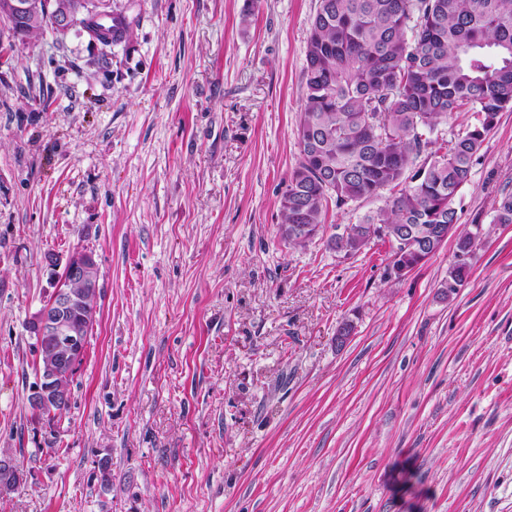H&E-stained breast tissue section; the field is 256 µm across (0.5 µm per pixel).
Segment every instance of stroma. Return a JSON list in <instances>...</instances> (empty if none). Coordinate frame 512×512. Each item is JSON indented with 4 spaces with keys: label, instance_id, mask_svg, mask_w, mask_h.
Instances as JSON below:
<instances>
[{
    "label": "stroma",
    "instance_id": "obj_1",
    "mask_svg": "<svg viewBox=\"0 0 512 512\" xmlns=\"http://www.w3.org/2000/svg\"><path fill=\"white\" fill-rule=\"evenodd\" d=\"M317 6L112 0L109 47L0 24V512H512V108L456 200L455 292L456 237L400 278L388 240L332 247L390 189L286 244ZM80 251L97 315L50 424L28 326ZM473 247V237L471 233H459L457 239V251L455 253V262L448 273V292H455L459 286H462L469 270V257L460 260L461 256H470Z\"/></svg>",
    "mask_w": 512,
    "mask_h": 512
}]
</instances>
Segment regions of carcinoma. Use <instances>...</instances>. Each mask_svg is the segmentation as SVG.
<instances>
[{
	"label": "carcinoma",
	"mask_w": 512,
	"mask_h": 512,
	"mask_svg": "<svg viewBox=\"0 0 512 512\" xmlns=\"http://www.w3.org/2000/svg\"><path fill=\"white\" fill-rule=\"evenodd\" d=\"M109 18L105 47L129 31L122 14ZM305 57L300 161L280 198L281 225H309L315 235L329 200L341 207L400 185L333 246L352 254L372 236L386 238L401 277L456 234L447 285L455 292L473 247L471 233H457L456 199L499 113L512 108V0H319ZM463 107L478 124L437 145L431 134ZM494 221L512 224V192L500 196ZM96 314L93 301L70 311L76 341L88 343ZM69 406L51 401L32 412L53 419Z\"/></svg>",
	"instance_id": "carcinoma-1"
}]
</instances>
